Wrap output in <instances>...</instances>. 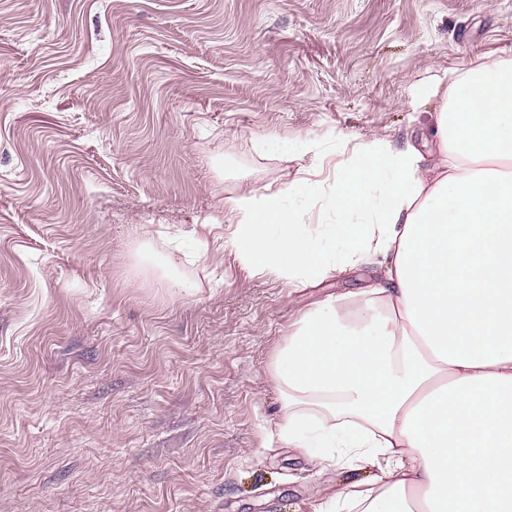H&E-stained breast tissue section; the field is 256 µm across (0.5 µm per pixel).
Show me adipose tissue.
I'll return each mask as SVG.
<instances>
[{
  "label": "adipose tissue",
  "instance_id": "obj_1",
  "mask_svg": "<svg viewBox=\"0 0 512 512\" xmlns=\"http://www.w3.org/2000/svg\"><path fill=\"white\" fill-rule=\"evenodd\" d=\"M418 96L441 101L431 165L374 138L330 194L301 179L224 202L253 270L319 284L383 259L369 299L307 311L271 361L279 438L383 473L317 512H512V59ZM319 195L336 219L313 226L301 203Z\"/></svg>",
  "mask_w": 512,
  "mask_h": 512
}]
</instances>
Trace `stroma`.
Masks as SVG:
<instances>
[{"label": "stroma", "instance_id": "1", "mask_svg": "<svg viewBox=\"0 0 512 512\" xmlns=\"http://www.w3.org/2000/svg\"><path fill=\"white\" fill-rule=\"evenodd\" d=\"M512 0H0V512H315L377 468L320 465L272 430L275 350L318 287L245 266L221 224L307 160L423 147L418 89L490 51ZM256 147L267 154H282L297 158L309 156L314 160V167L320 163L322 156L317 144L308 138L288 139L278 135H266L256 141Z\"/></svg>", "mask_w": 512, "mask_h": 512}]
</instances>
